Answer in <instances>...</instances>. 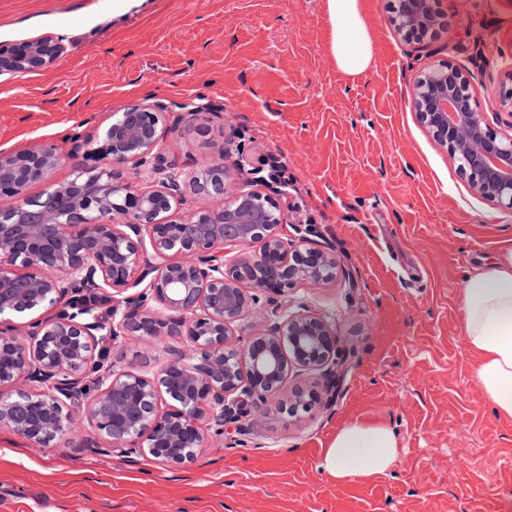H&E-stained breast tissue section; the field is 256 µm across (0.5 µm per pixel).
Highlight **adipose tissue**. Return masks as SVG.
I'll list each match as a JSON object with an SVG mask.
<instances>
[{"label":"adipose tissue","mask_w":512,"mask_h":512,"mask_svg":"<svg viewBox=\"0 0 512 512\" xmlns=\"http://www.w3.org/2000/svg\"><path fill=\"white\" fill-rule=\"evenodd\" d=\"M328 49L337 69L360 76L373 67L374 41L363 0H325ZM463 332L478 360L472 375L497 416L512 418V245L468 274L460 292ZM399 454L394 430L382 422L345 424L323 449L319 467L339 482L388 475Z\"/></svg>","instance_id":"1"}]
</instances>
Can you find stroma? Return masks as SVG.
Segmentation results:
<instances>
[{
  "label": "stroma",
  "mask_w": 512,
  "mask_h": 512,
  "mask_svg": "<svg viewBox=\"0 0 512 512\" xmlns=\"http://www.w3.org/2000/svg\"><path fill=\"white\" fill-rule=\"evenodd\" d=\"M371 71L345 77L327 50L324 0H0V46L50 38L67 53L37 72L0 74V151L100 146L113 112L160 101L162 153L187 173L230 144L226 166L266 190L264 160L292 176L277 202L285 234L336 260L328 283L288 297L328 319L346 356L333 400L317 373L291 375L256 424L183 466L97 448L88 424L30 447L0 428V512H512V419L472 376L462 328L467 274L512 242V211L473 196L427 134L409 92L447 62L473 75L489 125L497 74L512 58L500 0H448V26L424 49L391 24L390 0H365ZM171 339L121 336L104 367L155 370ZM304 400L308 409L288 413ZM381 421L396 433L392 472L339 483L317 464L337 429Z\"/></svg>",
  "instance_id": "obj_1"
}]
</instances>
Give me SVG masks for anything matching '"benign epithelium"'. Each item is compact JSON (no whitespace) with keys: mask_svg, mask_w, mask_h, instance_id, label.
I'll return each mask as SVG.
<instances>
[{"mask_svg":"<svg viewBox=\"0 0 512 512\" xmlns=\"http://www.w3.org/2000/svg\"><path fill=\"white\" fill-rule=\"evenodd\" d=\"M447 20L448 0H393L391 22L407 39L430 40ZM65 53L50 38L15 43L0 49V72L39 71ZM498 86V110L512 119V65ZM411 107L471 193L511 210L512 135L487 123L470 78L450 63L426 68ZM167 111L153 102L113 113L95 165L63 184L50 183L65 160L54 146L0 151V427L34 448L85 420L110 453L183 465L225 422L249 420L290 370H322L333 382L344 374L330 322L270 299L335 279L334 259L284 238L276 199L245 188L224 163L189 175L165 163ZM43 182L40 195H25ZM188 191L215 204L181 216ZM253 243L257 256L240 254ZM84 292L112 299L108 321ZM249 308L265 311V326L242 342L231 327ZM25 316L27 331L13 334ZM121 334L179 336L185 347L151 373L109 371L87 386L98 347Z\"/></svg>","mask_w":512,"mask_h":512,"instance_id":"benign-epithelium-1","label":"benign epithelium"}]
</instances>
